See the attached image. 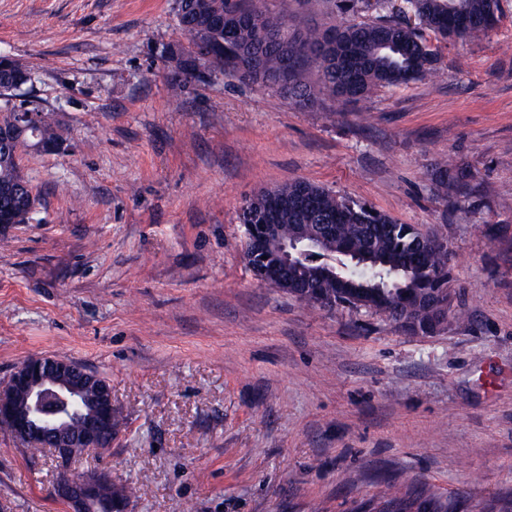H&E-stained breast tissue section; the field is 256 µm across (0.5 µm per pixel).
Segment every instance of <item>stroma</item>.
<instances>
[{
  "label": "stroma",
  "mask_w": 512,
  "mask_h": 512,
  "mask_svg": "<svg viewBox=\"0 0 512 512\" xmlns=\"http://www.w3.org/2000/svg\"><path fill=\"white\" fill-rule=\"evenodd\" d=\"M488 35L426 33L441 74L311 109L236 78L173 96L177 0H0L12 106L66 150L25 152L40 199L0 225V386L33 356L112 385L120 427L69 464L130 512H354L382 477L460 507L512 496V0ZM464 177L444 189L441 162ZM307 180L443 234L441 332L319 310L254 280L244 201ZM0 429V505L68 512L60 471ZM29 70L25 64L14 58L0 60V96H2L1 87L7 89Z\"/></svg>",
  "instance_id": "obj_1"
}]
</instances>
